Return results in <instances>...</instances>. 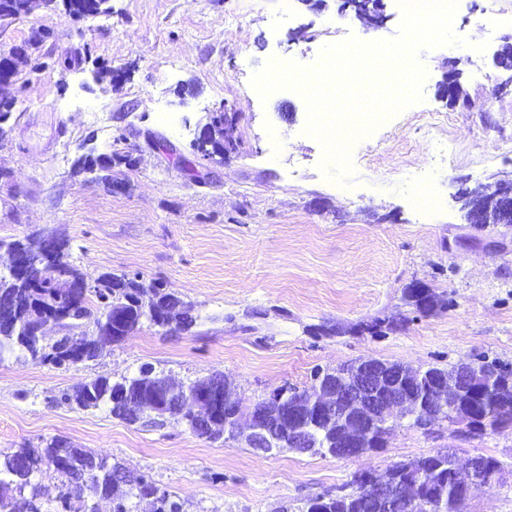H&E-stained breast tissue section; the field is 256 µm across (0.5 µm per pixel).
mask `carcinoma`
Masks as SVG:
<instances>
[{"label": "carcinoma", "mask_w": 512, "mask_h": 512, "mask_svg": "<svg viewBox=\"0 0 512 512\" xmlns=\"http://www.w3.org/2000/svg\"><path fill=\"white\" fill-rule=\"evenodd\" d=\"M114 163L133 165L131 157L117 151L109 155H97L91 158H78L75 169L78 172L95 169L106 171ZM8 251H24L30 256L27 276L14 280L0 275V299L9 300L19 309L20 323L3 320L0 311V359L6 354L20 353L34 363L52 364L56 367L71 365L70 359L81 351L85 337L83 328L98 320V316L112 304L125 315V320L112 330L110 343L118 345L136 332L144 320L140 316L151 313L147 321L163 319L175 324V329L186 331L196 323L192 315V306L177 294L161 287L142 285L140 275L112 273L90 274L74 266L69 260L68 249L59 251L54 260L43 264L39 260L43 243L38 235L32 234L21 240L3 242L0 248ZM89 278L93 288L85 294H78V289L66 287L70 279ZM44 295L45 303L54 305L62 311L58 324V335L54 337L34 334V323L38 312L32 307V293ZM435 307H422L410 294H405L408 314L399 318H375L360 322L356 330L371 336H383L386 331H393L406 325L409 315H430L448 309L450 301L432 293ZM472 373L481 372L486 376L496 377L493 389L487 391V401L475 402V412L479 420L470 425L476 432L488 428L496 431L512 424V367L498 361H479L470 363ZM152 370L143 368L135 377H123L112 382L106 377H98L71 392L61 395V402L74 405L80 409L109 407L113 417L128 424L139 422L147 424L151 418L147 407L135 399L129 400L124 392L141 388L149 383ZM442 379H448V370L437 366L424 368L422 382L416 394L430 390L431 385ZM470 396L465 391H448L446 409L432 407L426 402L423 408L432 410L438 420H454L453 413L465 414L468 411ZM237 411V405H220L218 417L212 428L196 435L209 440L222 437L225 427L231 423ZM312 440L310 447L299 450L301 454L340 457L337 450L338 433L335 424L323 423L310 430ZM455 454L438 452L407 463H396L392 471L401 475L405 472L421 476L423 485L431 484L446 489V500L442 510H436L429 500L420 502L416 507L407 509V504L397 505V512H462L466 500L473 490L456 487L449 482L450 473L455 467ZM52 469L63 478L64 492L61 496L65 512H97L96 499L112 500V512H132V501H149V512H180V505L174 495L161 489L143 476L134 475L120 464L112 463L106 457L96 456L82 448L72 446L65 439L55 437L41 448H20L10 454L0 453V510L8 505L9 495L30 491L37 496V487L32 483L33 476L42 469ZM360 474H355L350 482V492L335 497L317 494L307 499L299 512H367V502L357 492Z\"/></svg>", "instance_id": "obj_1"}]
</instances>
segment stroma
<instances>
[{
	"label": "stroma",
	"mask_w": 512,
	"mask_h": 512,
	"mask_svg": "<svg viewBox=\"0 0 512 512\" xmlns=\"http://www.w3.org/2000/svg\"><path fill=\"white\" fill-rule=\"evenodd\" d=\"M374 30L339 15L335 0L311 13L299 0H110V12L76 17L61 0L0 22V53L51 35L30 56L50 61L32 74L19 64L0 127V239L50 227L71 261L99 273L139 274L192 304L187 332L143 324L96 360L56 368L18 355L0 358V453L61 437L119 461L175 494L182 512H296L308 497L337 493L354 473L446 450L459 460L504 464L465 512H512V425L470 434L466 422L428 430L407 420L385 446L355 458L283 451L260 456L245 443L212 442L179 419L130 425L108 407L83 411L62 392L141 367L188 384L221 372L244 402L289 385L310 386L315 369L368 359L451 367L487 356L512 364V224L467 223L461 185L512 171V94L496 95L506 72L491 62L512 35V0H458L453 30L462 46L422 51L423 99L385 119L352 148L348 185L331 180L320 142L306 134L296 91L261 99L253 75L270 60L316 64L349 36L396 35L398 0ZM68 66H60L61 58ZM459 69L470 98L449 107L438 95ZM237 113V155L203 158L194 143L209 112ZM435 113L427 131L420 115ZM451 142L449 166L436 142ZM129 151L133 167L111 182L73 171L82 154ZM435 198L411 204L415 176ZM422 281L451 301L384 336L355 333L376 317L405 312L404 291ZM338 334L316 333L319 325Z\"/></svg>",
	"instance_id": "1"
}]
</instances>
